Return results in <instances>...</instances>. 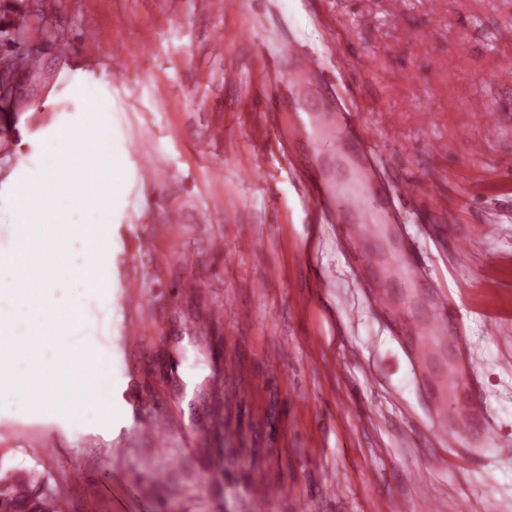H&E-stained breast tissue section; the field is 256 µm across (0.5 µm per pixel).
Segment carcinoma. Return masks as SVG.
<instances>
[{"instance_id":"obj_1","label":"carcinoma","mask_w":512,"mask_h":512,"mask_svg":"<svg viewBox=\"0 0 512 512\" xmlns=\"http://www.w3.org/2000/svg\"><path fill=\"white\" fill-rule=\"evenodd\" d=\"M45 475L35 469L0 477V512H61V490L46 493Z\"/></svg>"}]
</instances>
